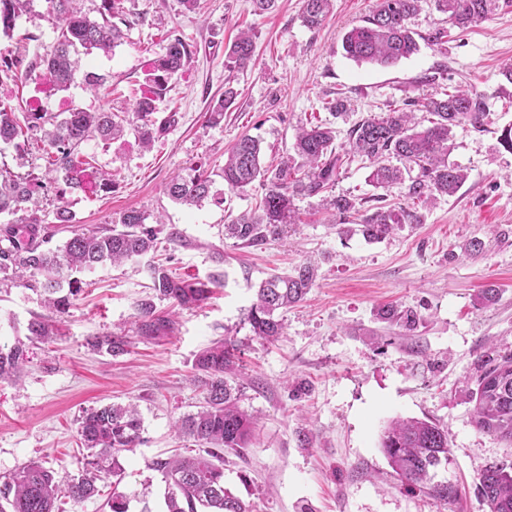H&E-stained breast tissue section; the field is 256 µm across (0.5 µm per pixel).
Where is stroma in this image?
I'll use <instances>...</instances> for the list:
<instances>
[{
  "mask_svg": "<svg viewBox=\"0 0 512 512\" xmlns=\"http://www.w3.org/2000/svg\"><path fill=\"white\" fill-rule=\"evenodd\" d=\"M377 4L334 0L332 13L311 29L302 22L303 0H276L263 14L253 0H201L194 11L180 0H124L122 43L109 54L79 57L80 72L103 75L105 90L79 81L65 91L42 80L13 84L9 102L20 112L128 111L149 62L164 53L168 36L181 37L191 58L160 105L171 125L148 151L131 132L108 145L85 142L82 155L94 170L111 172L112 188L75 190L65 202L86 226L112 224L131 208L162 218L157 258L182 279L218 275L224 286L178 311L169 337L134 340L115 358L92 351L87 339L129 325L138 301L152 293L146 259L86 274L51 343L26 339L30 319L45 311L42 295L0 284V345L25 343L20 380L0 382L1 481L31 460L68 481L82 469L77 430L85 410L132 403L145 441L121 454L120 489L147 492L152 512H161L165 484L150 463L194 449L174 424L203 400L196 355L224 339L241 353L238 405L257 418L249 448L224 455V485L252 512H490L476 478L486 465L512 460V444L475 428L466 395L482 360L512 352V152L500 143L512 128V83L500 72L512 61V5L461 31L449 27L433 0H423L411 20L421 36L418 52L391 67L359 65L344 56L342 38ZM48 10L47 0H33L11 35L0 34V62L43 54L55 37ZM244 27L255 33L253 57L227 71L226 53ZM439 28L447 29V43H430ZM228 82L238 95L223 120L211 123L209 110ZM453 87L476 90L491 111L483 129L454 131L448 160L469 178L456 195L421 208L420 223L400 225L384 240L340 234L313 197L296 199L301 221L291 225L287 244L246 247L225 238L224 226L254 208L260 186L225 190L223 204L192 209L167 195L168 182L191 163L220 173L225 152L243 135L260 139L263 163L271 166L300 125L332 124L342 145L366 113ZM340 90L351 111L336 118L321 102ZM369 172L367 161H353L336 193L401 202L399 188L373 187ZM472 241L480 251L463 253ZM309 258L318 265L315 284L284 312L282 336H254L246 315L259 284ZM488 287L498 294L486 305L478 296ZM388 305L415 311L414 328L381 320L377 311ZM396 418L447 426L448 462L435 479L454 485L450 497L408 488L389 466L380 437ZM302 434L307 442H299Z\"/></svg>",
  "mask_w": 512,
  "mask_h": 512,
  "instance_id": "stroma-1",
  "label": "stroma"
}]
</instances>
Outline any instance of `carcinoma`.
<instances>
[{"label":"carcinoma","instance_id":"1","mask_svg":"<svg viewBox=\"0 0 512 512\" xmlns=\"http://www.w3.org/2000/svg\"><path fill=\"white\" fill-rule=\"evenodd\" d=\"M512 0H435L436 9L448 15V24L465 29L487 18L500 4ZM56 29L55 41L45 53L32 61L17 55L0 66V92L9 80L48 79L59 91L76 81L79 51L105 54L121 43L124 33L123 0H100L98 17L91 18L78 7L79 0H47ZM422 0H379L375 11L363 24L345 33L342 47L347 58L380 66H391L419 50L417 32L410 19L420 10ZM33 0H0V33L10 34L17 20L28 13ZM333 7L332 0H304L302 20L305 26L319 27ZM254 41L251 30L239 32L231 44L226 68L241 67L252 59ZM190 58L188 45L179 37L169 39L165 53L156 58L147 72L133 112H88L72 108L67 112L20 114L0 98V145H12V162L0 161V214L14 216L13 223L0 228V283L11 281L44 295L46 315L33 317L27 326L29 336L49 341L53 338V318L69 310L81 290L78 275L100 266L142 258L157 246L160 229L146 224L148 216L137 209L124 211L118 225L87 226L71 230L61 246H49L53 234L41 217L37 195L53 187L57 204L54 223L61 230L75 223L64 197L67 190L93 187L108 190L112 176L100 173L89 180L90 162L80 156L81 145L98 138L109 144L135 132L142 147L149 149L165 125L156 114L169 81ZM237 96L232 86L209 113V121L218 123ZM421 106L429 113V126L417 128L411 106ZM490 110L481 94L457 89L443 96L422 101H405L385 112L372 113L354 124L347 142L336 148V129L327 124L300 126L289 151L273 169L261 164L259 141L242 136L224 158L220 177L224 184L245 192L259 183L264 193L258 208L245 212L224 225L226 236L257 247L287 237L296 223L294 200L320 196L326 205L356 225L369 241L381 240L400 224H419L421 215L406 205H384L362 215L357 198L326 194L333 191L344 167L356 157L371 164L369 182L376 188L401 187L403 197L414 203H433L454 195L468 179L464 168L448 162V141L455 128L469 124L482 128ZM41 147L45 174L27 168L24 144ZM396 158L402 166L388 164ZM170 198L187 208L198 207L205 200L224 203V190L204 164L190 165L167 185ZM147 273L155 297L169 300L181 308L198 306L210 298L212 288L222 286L214 277L209 283L191 282L172 276L162 264L150 263ZM317 268L305 262L290 274L272 275L262 281L256 302L247 315L253 333L270 341L282 334L278 313L302 301L313 287ZM417 314L412 310L387 309L381 318L403 322L410 327ZM132 332L143 341L157 342L175 329L170 314L157 311L150 298L135 308ZM91 346L112 357L128 352L131 336L122 330L95 336ZM238 348L222 340L214 342L195 359L203 374L204 402L199 409L175 423L177 431L192 439L198 449L189 456L156 459L150 468L160 472L165 482L164 512H250L249 505L224 487V451L248 447L255 429V418L240 410L235 388L227 375L238 366ZM24 364L23 344L0 346V381L14 379ZM473 403L472 418L476 428L512 442V353L485 360L468 394ZM143 425L137 409L131 405L110 404L90 409L81 417L78 435L84 448L82 474L60 485L52 470L39 461H29L0 482V512H55L60 495L79 504L98 493L97 483L120 475L119 454L144 442ZM381 448L402 481L424 485L431 472L448 461V428L429 420L397 419L385 428ZM476 490L490 512H512V464L491 463L477 477ZM131 497L112 490L107 500L109 512H129ZM10 510H4V505Z\"/></svg>","mask_w":512,"mask_h":512}]
</instances>
